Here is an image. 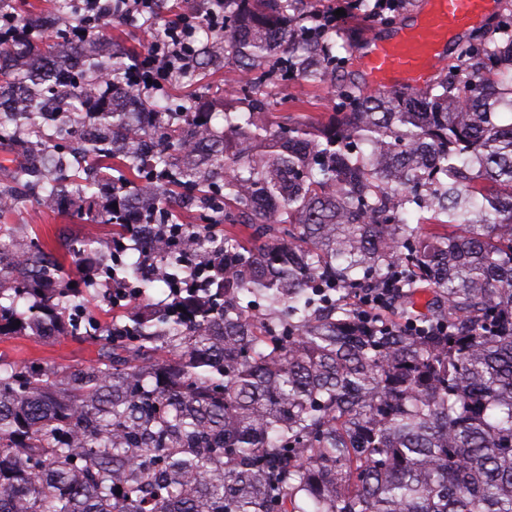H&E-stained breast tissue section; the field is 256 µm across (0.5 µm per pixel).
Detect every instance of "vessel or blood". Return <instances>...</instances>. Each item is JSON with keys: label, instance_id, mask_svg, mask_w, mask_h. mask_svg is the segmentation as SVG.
<instances>
[{"label": "vessel or blood", "instance_id": "b4317fda", "mask_svg": "<svg viewBox=\"0 0 512 512\" xmlns=\"http://www.w3.org/2000/svg\"><path fill=\"white\" fill-rule=\"evenodd\" d=\"M501 7V0H426L412 24L365 40L361 65L370 86L421 90L445 64L447 47Z\"/></svg>", "mask_w": 512, "mask_h": 512}]
</instances>
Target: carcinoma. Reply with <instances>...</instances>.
Segmentation results:
<instances>
[{
  "mask_svg": "<svg viewBox=\"0 0 512 512\" xmlns=\"http://www.w3.org/2000/svg\"><path fill=\"white\" fill-rule=\"evenodd\" d=\"M237 2L224 53L248 80L224 95L220 140L197 101L164 112L132 92L123 47L0 45V95L61 173L27 163L40 205L80 212L96 187L64 163L84 111L90 165L143 182L115 193L124 221L106 210L96 273L144 299L98 325L94 278L38 246L0 264V327L53 339L81 317L101 350L83 368L0 363V512H512V12L424 90L368 97L338 79L307 0ZM100 69L107 91L88 84ZM269 76L337 82L336 112L275 120L253 96ZM59 91L46 125L30 102ZM188 195L255 244L172 222ZM150 259L170 304L146 301ZM369 288L393 298L367 324L352 297Z\"/></svg>",
  "mask_w": 512,
  "mask_h": 512,
  "instance_id": "carcinoma-1",
  "label": "carcinoma"
}]
</instances>
